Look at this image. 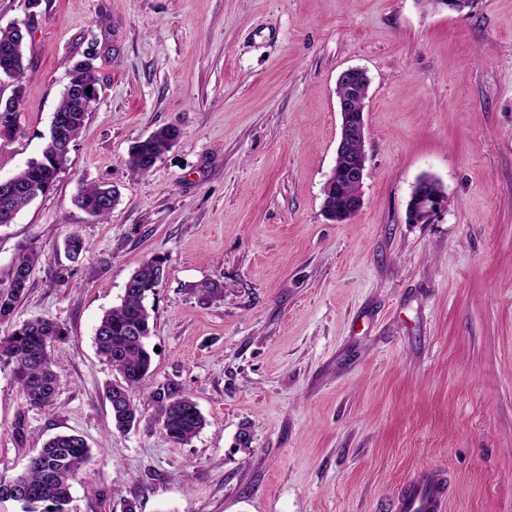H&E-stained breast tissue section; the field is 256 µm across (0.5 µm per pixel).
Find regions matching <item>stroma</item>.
I'll list each match as a JSON object with an SVG mask.
<instances>
[{"label":"stroma","mask_w":512,"mask_h":512,"mask_svg":"<svg viewBox=\"0 0 512 512\" xmlns=\"http://www.w3.org/2000/svg\"><path fill=\"white\" fill-rule=\"evenodd\" d=\"M27 21L0 177L40 153L91 46L99 99L54 186L0 226V281L19 246L38 254L0 336L40 317L67 331L50 408L23 410L0 366V475L68 433L92 450L71 512H394L425 468L444 476L446 512H512V0H0V28ZM352 67L370 79L367 161L339 224L322 188ZM166 124L180 138L132 176L130 147ZM424 174L444 199L418 223ZM86 184L118 189L108 222L75 206ZM73 232L88 245L76 263ZM153 257L152 372L122 433L95 329ZM166 382L206 419L185 445L153 422Z\"/></svg>","instance_id":"1"}]
</instances>
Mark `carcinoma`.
I'll list each match as a JSON object with an SVG mask.
<instances>
[{"mask_svg": "<svg viewBox=\"0 0 512 512\" xmlns=\"http://www.w3.org/2000/svg\"><path fill=\"white\" fill-rule=\"evenodd\" d=\"M9 48L14 69L5 78L14 86L24 87V63L27 41L17 27L0 28V51ZM69 84L74 88L99 84L94 66L88 62L77 63L70 75ZM56 112L69 116L70 138L76 141L88 112L70 93H62ZM179 137L173 124L163 125L148 137L136 142L128 153L127 167L132 175L144 176L156 165ZM41 163L26 162L24 168L12 176L15 193L0 199V225L8 223L38 195L48 191L57 174L69 161V156L57 154L44 146ZM359 193V186L342 184L339 196L333 197L329 219L343 221L347 204ZM118 193L112 187L98 184L81 187L75 197L79 208L98 221H106L117 204ZM87 244L76 233L64 242L68 259L75 261L86 251ZM36 252L22 245L12 261L8 283L0 282V320L9 319L18 302L24 297ZM165 277L163 260L157 257L146 260L128 277L121 304L106 311L95 332L98 353L119 375L107 389L112 421L117 429L129 430L141 421L131 392L143 387L149 378L152 356L146 346L151 333L150 313L145 300L156 290ZM66 332L58 323L39 318L22 324L5 336H0V364L13 366L14 379L19 386L26 408L45 409L53 405L58 390L56 363L51 347L65 339ZM155 406L154 422L176 444L185 445L205 427L206 420L197 403L184 394L174 383L157 387L150 393ZM90 458V448L85 441L72 434H59L49 439L43 448L29 457L27 466L13 481L23 485L28 503L22 512H70L71 485L84 470Z\"/></svg>", "mask_w": 512, "mask_h": 512, "instance_id": "carcinoma-1", "label": "carcinoma"}]
</instances>
